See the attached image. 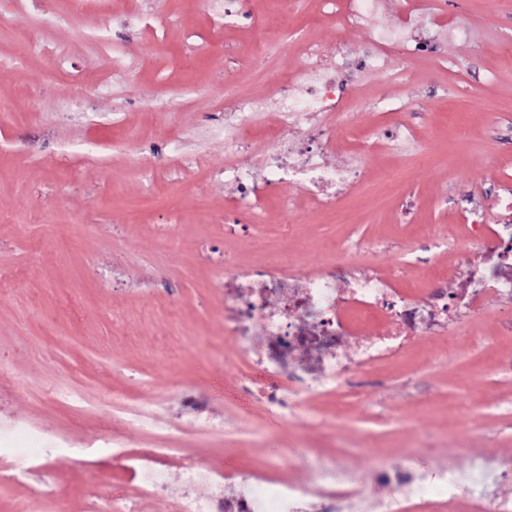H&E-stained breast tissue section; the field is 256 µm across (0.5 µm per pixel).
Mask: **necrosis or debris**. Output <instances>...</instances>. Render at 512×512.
<instances>
[{
    "instance_id": "necrosis-or-debris-1",
    "label": "necrosis or debris",
    "mask_w": 512,
    "mask_h": 512,
    "mask_svg": "<svg viewBox=\"0 0 512 512\" xmlns=\"http://www.w3.org/2000/svg\"><path fill=\"white\" fill-rule=\"evenodd\" d=\"M320 8L336 26L340 35L335 58H327L319 44L302 40L294 43L298 63L283 76L273 91V103L284 125L321 124L316 149L304 143L274 136L261 143L263 162L261 175L238 165L234 157L244 146L239 134L251 121V115L264 105L260 99L239 98L233 83L224 85V103L231 109L232 132L225 137L224 182L238 193L236 213L246 215L249 223L261 221L268 188H300L319 207L340 213V200L365 184L363 167L339 168L328 164L325 157L335 144L336 135L327 129L331 116H345L346 85L341 75L355 51L347 35L364 27L368 38L361 53L363 63L374 70L384 69L390 59H410L428 50L427 42L415 39L414 33L422 16L429 14V0H404L398 16H387L383 0H321ZM297 85L300 95H292L289 85ZM465 237L457 249L466 254L482 251L486 237L493 236L512 243V224L499 219L489 224L483 210L468 209ZM344 266L336 264L334 273L310 279L298 278L288 265L269 263L248 283L224 287V333L247 336L262 329L272 336L265 358L258 367L242 374L238 392L247 398L260 397L280 413H288L292 395L305 381L288 376L284 362L289 354L305 351L324 357L327 347L338 337L350 335L365 319L378 317L388 325L387 336L381 337L376 354L404 347V332L416 331L430 309L416 305L407 295H390L384 282L371 279L341 292ZM165 448L121 451L138 478L128 496L121 500L116 512H137L139 500L160 499L176 495V512H303L309 499L336 501L363 499L364 485L354 477L342 474L335 460H327L312 469L300 482L277 481L260 468L228 472L209 467L192 456L179 461L183 487L173 491L165 460ZM504 475L502 462L494 457L478 456L469 469H440L430 480H420L419 499L435 503L446 500L455 504L457 490H465L472 512H512V498L491 496L490 488ZM197 485L207 486L204 494L194 493ZM237 486L231 496H222L224 486Z\"/></svg>"
}]
</instances>
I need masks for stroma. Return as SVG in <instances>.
I'll return each mask as SVG.
<instances>
[{"label": "stroma", "instance_id": "stroma-1", "mask_svg": "<svg viewBox=\"0 0 512 512\" xmlns=\"http://www.w3.org/2000/svg\"><path fill=\"white\" fill-rule=\"evenodd\" d=\"M64 2L26 0L0 24V102L9 105L0 111V420L23 429L0 445L58 440L85 448L95 466L66 453L51 460L50 501L0 480V512H112L134 486L101 449L112 441L288 481L333 456L364 481L361 505L313 502L305 512H388L410 485L378 481L382 468L420 479L475 455L512 465V296L489 294L467 315L453 299L465 281L454 250L462 210L512 191V0H433L468 37L360 74L348 121L332 120L327 160L342 167L355 144L391 124L393 108L406 113L421 131L414 154L364 161L372 181L405 170L406 195L380 209L352 192L342 202L348 223L334 224L305 193L271 189L261 223L245 226L224 221V79L243 97L267 98L275 75L296 65L293 52L255 48L278 0H247V15L226 28L205 0H143L138 21L112 0L103 42L96 18L54 22ZM159 10L158 38L150 15ZM16 27L32 29L41 50L18 47ZM287 28L335 56L336 27L315 7ZM109 62L111 88H87L75 103L69 73ZM51 63L63 76L40 85ZM266 244L304 278L339 258L358 277L399 276L419 302L449 296L444 326L375 357L385 326L364 321L327 350L362 363L363 384L299 394L285 419L261 401L239 405L224 389L270 339L258 331L244 347L225 336L224 283L246 279ZM115 391L128 405L111 403Z\"/></svg>", "mask_w": 512, "mask_h": 512}]
</instances>
